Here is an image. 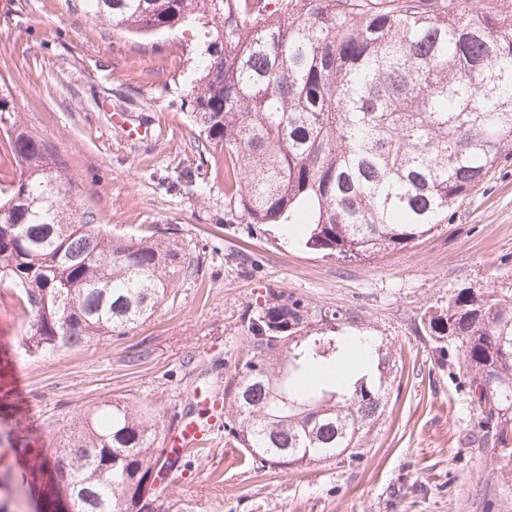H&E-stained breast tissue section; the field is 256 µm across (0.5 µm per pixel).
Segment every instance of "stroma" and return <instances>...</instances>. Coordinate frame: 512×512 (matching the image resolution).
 I'll use <instances>...</instances> for the list:
<instances>
[{
    "instance_id": "stroma-1",
    "label": "stroma",
    "mask_w": 512,
    "mask_h": 512,
    "mask_svg": "<svg viewBox=\"0 0 512 512\" xmlns=\"http://www.w3.org/2000/svg\"><path fill=\"white\" fill-rule=\"evenodd\" d=\"M190 33L142 36L86 17L72 0H0V81L18 118L51 143L76 198L112 233L174 227L200 260L145 323L47 357L28 356L30 320L0 297V419L20 407L33 447H57L93 405L150 402L171 423L198 384L223 394L248 350L249 306L288 295L342 311L336 338L368 335L392 365L384 412L355 455L256 469L191 451L161 487L164 512H512L492 449L474 443L464 377L433 356L421 324L456 288L512 285V158L413 247L370 263L317 255L228 204L224 166L201 165L182 102ZM147 128L130 137L124 125Z\"/></svg>"
}]
</instances>
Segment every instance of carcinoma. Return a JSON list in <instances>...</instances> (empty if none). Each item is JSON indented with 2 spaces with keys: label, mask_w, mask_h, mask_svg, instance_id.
Wrapping results in <instances>:
<instances>
[{
  "label": "carcinoma",
  "mask_w": 512,
  "mask_h": 512,
  "mask_svg": "<svg viewBox=\"0 0 512 512\" xmlns=\"http://www.w3.org/2000/svg\"><path fill=\"white\" fill-rule=\"evenodd\" d=\"M135 34L191 25L184 106L224 150L225 193L250 224H294L323 258L369 261L446 224L512 156V0H81ZM0 128L15 163L0 188V288L32 319L31 356L76 349L149 319L198 262L172 229L125 239L76 203L51 146L12 116ZM336 312L305 333L298 300L265 301L245 320L249 348L224 385L225 445L260 467L294 468L357 448L381 416L387 380L307 379L336 365ZM432 351L458 344L479 443L512 493V288H458L422 318ZM27 415L8 426L31 456L23 482L41 512L58 491L77 512H160L146 485L165 456L151 403L103 404L54 450L29 448Z\"/></svg>",
  "instance_id": "1"
}]
</instances>
